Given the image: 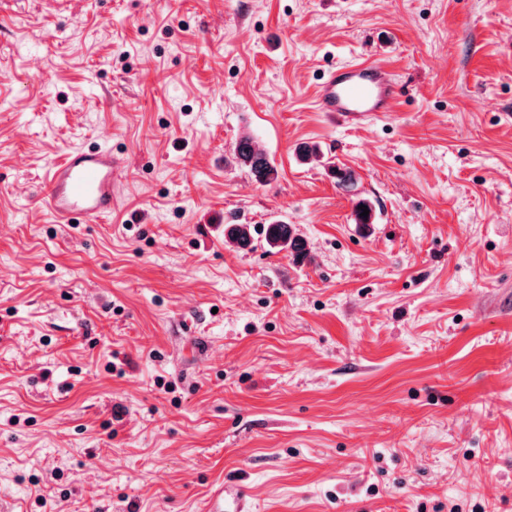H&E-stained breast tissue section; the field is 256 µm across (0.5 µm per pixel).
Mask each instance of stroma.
<instances>
[{
	"label": "stroma",
	"mask_w": 512,
	"mask_h": 512,
	"mask_svg": "<svg viewBox=\"0 0 512 512\" xmlns=\"http://www.w3.org/2000/svg\"><path fill=\"white\" fill-rule=\"evenodd\" d=\"M356 58L390 116L315 109ZM243 135L276 183L225 164ZM95 144L111 218L55 223L47 169ZM225 479L255 512H512V0H0V512ZM264 241L270 249L287 250L294 258L301 260L307 257L306 242L291 224L273 222L264 227ZM253 236L247 224H225L224 240L240 249L253 247Z\"/></svg>",
	"instance_id": "stroma-1"
}]
</instances>
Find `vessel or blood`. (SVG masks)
<instances>
[{"label":"vessel or blood","mask_w":512,"mask_h":512,"mask_svg":"<svg viewBox=\"0 0 512 512\" xmlns=\"http://www.w3.org/2000/svg\"><path fill=\"white\" fill-rule=\"evenodd\" d=\"M400 85L385 65L361 60L330 68L317 86L319 111L350 117L393 112ZM48 210L60 224H96L112 212V151L79 149L55 163L46 178ZM205 512H253L249 490L223 481L211 493Z\"/></svg>","instance_id":"obj_1"}]
</instances>
